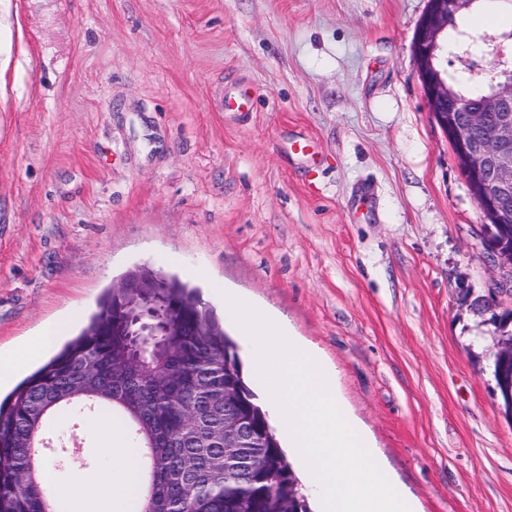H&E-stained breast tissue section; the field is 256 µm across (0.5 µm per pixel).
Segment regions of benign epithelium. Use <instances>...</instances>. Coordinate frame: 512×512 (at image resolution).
I'll list each match as a JSON object with an SVG mask.
<instances>
[{
    "label": "benign epithelium",
    "instance_id": "7a95c632",
    "mask_svg": "<svg viewBox=\"0 0 512 512\" xmlns=\"http://www.w3.org/2000/svg\"><path fill=\"white\" fill-rule=\"evenodd\" d=\"M476 0H429L413 39L418 75L435 122L448 137L467 187L489 224L512 222V32L484 38L493 66L477 76L489 91L477 100L448 84L445 32L448 17L468 12ZM500 287L512 288V252L486 248ZM236 447L256 436L248 420L224 424Z\"/></svg>",
    "mask_w": 512,
    "mask_h": 512
}]
</instances>
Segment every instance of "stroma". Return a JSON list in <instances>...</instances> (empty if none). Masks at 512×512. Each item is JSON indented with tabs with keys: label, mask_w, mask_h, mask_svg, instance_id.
I'll return each instance as SVG.
<instances>
[{
	"label": "stroma",
	"mask_w": 512,
	"mask_h": 512,
	"mask_svg": "<svg viewBox=\"0 0 512 512\" xmlns=\"http://www.w3.org/2000/svg\"><path fill=\"white\" fill-rule=\"evenodd\" d=\"M428 0H0V352L148 265L268 308L417 512H512L485 218L413 55ZM309 140V155L292 148ZM77 479L120 487L78 413Z\"/></svg>",
	"instance_id": "obj_1"
}]
</instances>
